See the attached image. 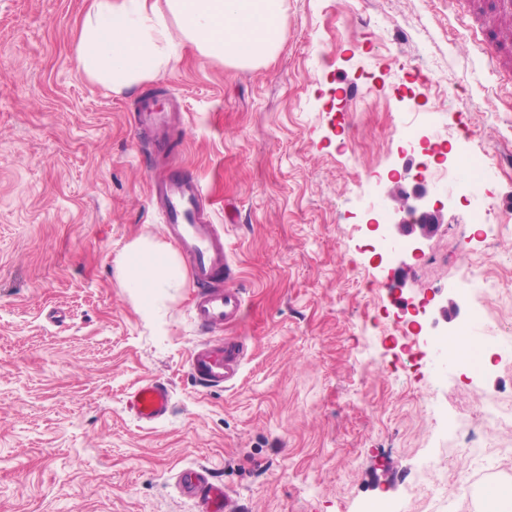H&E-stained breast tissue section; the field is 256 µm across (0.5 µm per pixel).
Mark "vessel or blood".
<instances>
[{
	"label": "vessel or blood",
	"instance_id": "b4317fda",
	"mask_svg": "<svg viewBox=\"0 0 512 512\" xmlns=\"http://www.w3.org/2000/svg\"><path fill=\"white\" fill-rule=\"evenodd\" d=\"M471 21L487 25L490 17H512V0H466ZM181 113L161 112L143 104L138 114L140 130L152 133L157 150H164L169 129L180 123ZM153 199L162 210L163 230L185 255L190 274L198 286L191 318L205 331V338L188 352L191 376L205 388H230L239 380L247 353L243 341L228 330L240 323L245 298L233 283V267L224 251V239L200 202L203 186L195 180L156 177L152 180ZM171 391L159 381L148 379L137 385L126 399L135 420L151 425L163 421L171 410ZM179 494L192 503L193 512H236L231 492L218 481L211 468L195 465L179 471Z\"/></svg>",
	"mask_w": 512,
	"mask_h": 512
}]
</instances>
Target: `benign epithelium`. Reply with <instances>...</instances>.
<instances>
[{
	"label": "benign epithelium",
	"instance_id": "benign-epithelium-1",
	"mask_svg": "<svg viewBox=\"0 0 512 512\" xmlns=\"http://www.w3.org/2000/svg\"><path fill=\"white\" fill-rule=\"evenodd\" d=\"M399 211L404 216L390 225V238L417 253L423 242L443 223L442 216L428 204L426 193L420 189L402 195Z\"/></svg>",
	"mask_w": 512,
	"mask_h": 512
}]
</instances>
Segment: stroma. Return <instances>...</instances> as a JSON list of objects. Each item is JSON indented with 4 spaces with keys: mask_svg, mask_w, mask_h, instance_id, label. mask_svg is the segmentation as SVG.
<instances>
[{
    "mask_svg": "<svg viewBox=\"0 0 512 512\" xmlns=\"http://www.w3.org/2000/svg\"><path fill=\"white\" fill-rule=\"evenodd\" d=\"M83 8L0 0V512H192L172 480L192 464L238 512H484L512 482V71L482 68L448 0H284L268 62L188 48L117 95L75 66ZM146 99L185 113L168 169L202 183L247 301L230 389L188 372L191 278L149 320L116 268L127 244L165 238L155 145L134 134ZM464 123L494 164L468 199L424 179L443 224L392 289L370 221L415 183L403 142ZM479 202L484 224L468 219ZM471 263L497 292L430 328ZM409 302L427 308L416 335L396 323ZM464 324L488 345L481 369L444 364L432 340ZM147 379L172 391L152 426L125 409Z\"/></svg>",
    "mask_w": 512,
    "mask_h": 512,
    "instance_id": "obj_1",
    "label": "stroma"
}]
</instances>
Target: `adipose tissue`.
<instances>
[{
  "instance_id": "adipose-tissue-1",
  "label": "adipose tissue",
  "mask_w": 512,
  "mask_h": 512,
  "mask_svg": "<svg viewBox=\"0 0 512 512\" xmlns=\"http://www.w3.org/2000/svg\"><path fill=\"white\" fill-rule=\"evenodd\" d=\"M285 25L283 0H90L75 59L92 85L119 94L159 77L188 47L233 66L261 64L279 49ZM116 264L147 317L160 291L184 278L171 247L148 237Z\"/></svg>"
}]
</instances>
